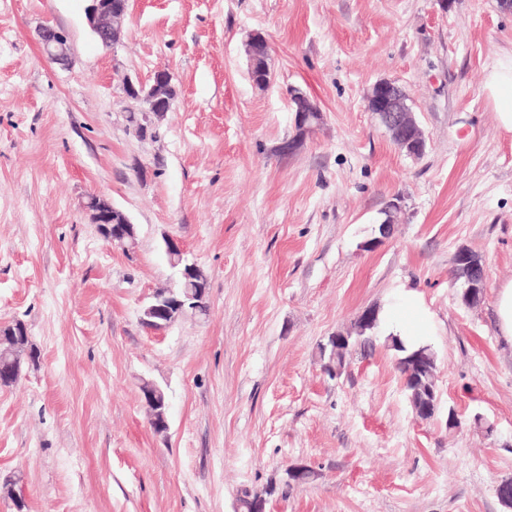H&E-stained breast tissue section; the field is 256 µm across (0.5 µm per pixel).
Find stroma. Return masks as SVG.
I'll use <instances>...</instances> for the list:
<instances>
[{"mask_svg":"<svg viewBox=\"0 0 512 512\" xmlns=\"http://www.w3.org/2000/svg\"><path fill=\"white\" fill-rule=\"evenodd\" d=\"M86 0H0V325L40 359L0 387V512H504L512 478V343L497 330L512 281V135L482 91L512 53L499 0H129L103 45ZM67 33V65L37 30ZM264 32L272 79L248 77ZM169 71L177 97L138 139L123 85ZM401 85L427 150L401 152L365 108ZM323 120L303 147L289 89ZM106 196L138 233L120 247L83 203ZM400 200L394 235L377 240ZM208 276L207 316L141 323L175 279L163 237ZM486 288L465 305L459 249ZM415 293L439 361L437 415L417 418L378 329L338 377L319 346L367 308ZM168 397L165 433L140 385ZM460 427L448 428L449 412ZM481 415L482 426L472 422ZM312 478L285 485L288 467Z\"/></svg>","mask_w":512,"mask_h":512,"instance_id":"obj_1","label":"stroma"}]
</instances>
